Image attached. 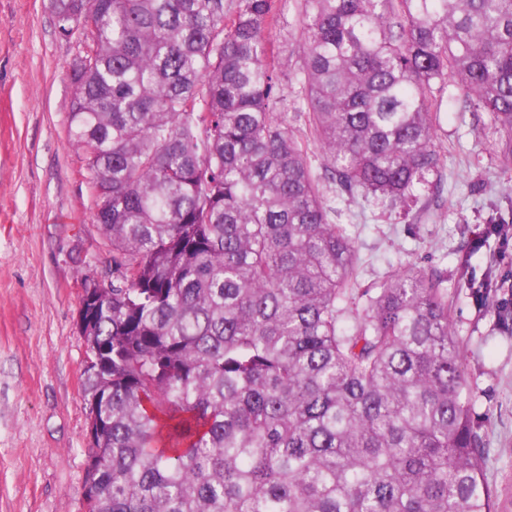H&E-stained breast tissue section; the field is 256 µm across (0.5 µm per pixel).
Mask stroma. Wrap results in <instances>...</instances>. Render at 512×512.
<instances>
[{"instance_id":"obj_1","label":"stroma","mask_w":512,"mask_h":512,"mask_svg":"<svg viewBox=\"0 0 512 512\" xmlns=\"http://www.w3.org/2000/svg\"><path fill=\"white\" fill-rule=\"evenodd\" d=\"M46 3L0 0V512H85V347L76 319L84 277L112 266L68 134L78 44L59 33ZM461 93L448 85L436 129L447 192L432 217H419L415 204L335 206L359 247L361 287L411 264L446 270L485 473L501 512H512V334L473 294L479 281L497 285L512 272L494 260L512 243L481 236L486 225H512V173L496 165L495 128H473L451 107Z\"/></svg>"}]
</instances>
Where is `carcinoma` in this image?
<instances>
[{
    "label": "carcinoma",
    "mask_w": 512,
    "mask_h": 512,
    "mask_svg": "<svg viewBox=\"0 0 512 512\" xmlns=\"http://www.w3.org/2000/svg\"><path fill=\"white\" fill-rule=\"evenodd\" d=\"M48 2L112 249L87 512H497L445 273L357 287L328 193L443 197L451 81L512 171V0H298L283 54L275 0Z\"/></svg>",
    "instance_id": "obj_1"
}]
</instances>
